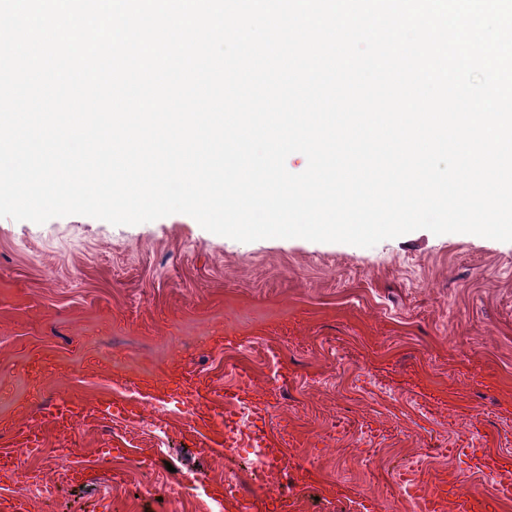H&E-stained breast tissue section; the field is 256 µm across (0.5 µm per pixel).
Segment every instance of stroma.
I'll use <instances>...</instances> for the list:
<instances>
[{
    "mask_svg": "<svg viewBox=\"0 0 512 512\" xmlns=\"http://www.w3.org/2000/svg\"><path fill=\"white\" fill-rule=\"evenodd\" d=\"M193 369L216 390L281 397L300 462L298 512H411L398 469L512 512L487 476L436 457L487 449L512 467V242L420 229L362 248L305 239L249 243L172 214L115 226L87 216L0 218V434L69 393H132ZM143 419L20 453L13 479L32 512H210L236 474L259 506L275 481L193 450L186 417L147 402ZM153 449L143 467L127 454ZM77 449L91 482L68 485L56 449Z\"/></svg>",
    "mask_w": 512,
    "mask_h": 512,
    "instance_id": "stroma-1",
    "label": "stroma"
}]
</instances>
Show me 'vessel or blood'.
<instances>
[{
  "label": "vessel or blood",
  "instance_id": "1",
  "mask_svg": "<svg viewBox=\"0 0 512 512\" xmlns=\"http://www.w3.org/2000/svg\"><path fill=\"white\" fill-rule=\"evenodd\" d=\"M213 390L210 383L195 371L182 373L179 382L151 392L150 397L159 404L175 405L188 417L187 431L193 437L195 451L202 457L222 454L224 450L238 447L239 434L231 426L216 423L210 413ZM224 413H238L242 407H250L252 418L251 441L263 448L267 462L275 469L288 465V436L286 433H271L265 420V411L253 406L246 388L226 392ZM92 417L101 422H120L132 425L141 417L138 402L125 397H99L93 400L73 393L39 410L35 417L15 427L10 446L0 450V479L15 475L19 469L17 449L44 447L48 438L72 435L77 424ZM450 460L470 464L488 472L497 483L503 498L512 497V469L499 465L483 448H452ZM402 496L413 503L417 512H472L470 497H449L446 490L425 486L414 477L400 480Z\"/></svg>",
  "mask_w": 512,
  "mask_h": 512
}]
</instances>
